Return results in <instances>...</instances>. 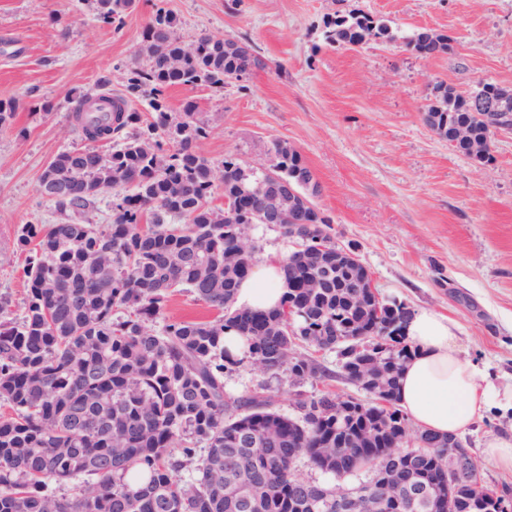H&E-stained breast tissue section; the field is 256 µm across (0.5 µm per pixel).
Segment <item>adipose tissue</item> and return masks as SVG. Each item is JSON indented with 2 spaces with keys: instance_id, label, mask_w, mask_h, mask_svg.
<instances>
[{
  "instance_id": "1",
  "label": "adipose tissue",
  "mask_w": 512,
  "mask_h": 512,
  "mask_svg": "<svg viewBox=\"0 0 512 512\" xmlns=\"http://www.w3.org/2000/svg\"><path fill=\"white\" fill-rule=\"evenodd\" d=\"M285 251L269 253L239 285L235 305L252 311L279 308L287 294ZM458 324L435 310H411L402 335L411 350L399 380L398 404L420 430L439 436L467 431L493 400L457 343Z\"/></svg>"
}]
</instances>
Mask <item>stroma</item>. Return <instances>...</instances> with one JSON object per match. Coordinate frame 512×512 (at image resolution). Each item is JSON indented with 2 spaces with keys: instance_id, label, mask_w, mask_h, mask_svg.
Returning a JSON list of instances; mask_svg holds the SVG:
<instances>
[{
  "instance_id": "obj_1",
  "label": "stroma",
  "mask_w": 512,
  "mask_h": 512,
  "mask_svg": "<svg viewBox=\"0 0 512 512\" xmlns=\"http://www.w3.org/2000/svg\"><path fill=\"white\" fill-rule=\"evenodd\" d=\"M160 5L177 16L181 40L206 34L260 59L221 91H166L171 113L195 102L207 126L197 149L216 173L228 157L267 163L268 145L288 142L319 182L315 203L333 241L356 253L380 296L457 321L463 356L496 390H512V127L496 133L493 160L479 167L422 118L439 84L512 86V0H136L118 26L99 21L96 0H0V100L17 104L0 127V321L20 317L26 298L17 231L64 221L40 190L44 168L95 146L69 116L72 97L121 92L144 69L139 50ZM352 10L386 21L395 40L331 42L328 21ZM418 29L448 34L449 51L417 55L405 38ZM299 353L330 378L296 383L247 361L225 375L227 391L270 389L289 415L301 394L359 396L336 352ZM500 434H512V410L495 407L462 439L480 481L512 492V472L482 453Z\"/></svg>"
}]
</instances>
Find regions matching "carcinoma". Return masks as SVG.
<instances>
[{"instance_id":"obj_1","label":"carcinoma","mask_w":512,"mask_h":512,"mask_svg":"<svg viewBox=\"0 0 512 512\" xmlns=\"http://www.w3.org/2000/svg\"><path fill=\"white\" fill-rule=\"evenodd\" d=\"M98 18L120 23L133 0H97ZM175 14L157 8L140 54L146 69L125 91L94 96L107 112L88 111L94 97L78 94L71 119L82 136L107 142L141 121L129 108L139 97L154 111L146 129L104 154L96 149L56 155L40 177L42 194L70 215L73 224H26L14 248L27 254V296L17 321L0 322V512H244L224 488L262 479L251 512H336V487L296 474L305 457L333 480L365 486L381 470L394 484L411 468L437 488V512H448V438L427 434L421 453L410 458L388 452L405 414L395 406L368 405L351 416L336 409L338 393L299 397L297 414L273 406L256 392L233 399L224 376L242 361L224 349V329L249 341V359L273 374L296 370L301 381L330 372L297 353L301 345L335 350L336 338L370 330L388 340L401 305L383 303L350 311L343 293L322 288L288 290L284 305L262 312L238 308L235 292L249 273L252 254L238 251L239 215L217 221L211 206L215 175L196 149L206 129L187 103L183 118L168 112L166 89L207 85L216 90L254 60L232 41L206 34L196 47L177 35ZM329 38L360 45L393 38L390 28L361 11L338 14ZM434 32L406 37L416 52ZM483 84L461 94L444 84L427 107L430 129L448 138L452 127L469 124L476 138L512 126V109L478 119L472 97ZM281 175L307 168L300 152L273 142ZM264 173L224 160V199L236 208L242 191L257 193ZM116 187L112 222L82 221L94 199ZM235 261L238 278L224 281V262ZM188 290L217 313L212 320H162L169 296ZM297 315L288 322V307ZM161 327H156L158 321ZM394 377L410 355L401 340L388 347ZM369 429L382 445L361 446L356 431ZM194 471L186 480L179 472ZM455 512H495L496 500L478 485L475 468L462 472Z\"/></svg>"}]
</instances>
